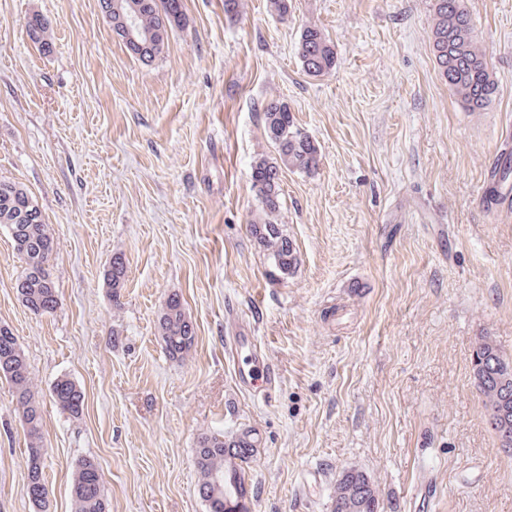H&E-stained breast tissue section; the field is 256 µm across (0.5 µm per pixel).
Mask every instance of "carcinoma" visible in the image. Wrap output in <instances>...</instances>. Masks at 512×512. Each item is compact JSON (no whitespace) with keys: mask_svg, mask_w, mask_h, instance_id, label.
Returning <instances> with one entry per match:
<instances>
[{"mask_svg":"<svg viewBox=\"0 0 512 512\" xmlns=\"http://www.w3.org/2000/svg\"><path fill=\"white\" fill-rule=\"evenodd\" d=\"M168 0H143L138 8L139 26L159 34L145 59L160 56L168 32L181 21L182 14L168 12ZM431 39L435 64L448 83L457 103L467 112H482L494 100L497 82L486 56L477 46L476 36L464 0H433ZM27 33L38 44L46 40L44 20L28 18ZM305 72L313 77L329 73L336 65L335 44L316 26L306 27L297 47ZM264 132L276 157L254 161L251 171L268 176V181L252 187L259 211L250 233L267 252L274 272L285 277L298 264L295 247L277 223L281 208V176L286 170L311 173L320 163V151L314 140L294 120L288 106L272 100L264 108ZM0 226L8 229L14 249L22 263L17 295L35 315L49 313L48 303L59 295L53 275L56 246L48 232L41 207L28 189L10 178L0 177ZM127 274L119 260L110 263L107 281L112 290L121 287ZM157 330L165 351L174 360H182L195 342V327L184 305L165 302L157 318ZM0 379L12 387L13 403L26 441L27 482L45 483L43 444L44 404L30 376L25 353L12 330L0 326ZM472 384L484 402L488 424L498 442L512 440V359L501 351L490 336L476 339L472 351ZM53 402L63 413L76 418L83 410L84 395L67 377L53 386ZM258 439L251 430L231 436L222 432H204L195 442L194 467L198 473L197 493L206 502L208 512H233L224 501V486L238 484L248 493L247 468L254 460ZM100 470L91 459L77 461L72 469L73 512H106L104 484L89 488L93 473ZM379 494L374 480L366 472L348 468L339 474L331 497V512H379Z\"/></svg>","mask_w":512,"mask_h":512,"instance_id":"carcinoma-1","label":"carcinoma"}]
</instances>
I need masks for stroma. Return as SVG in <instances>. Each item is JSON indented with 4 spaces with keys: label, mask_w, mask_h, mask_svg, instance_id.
Segmentation results:
<instances>
[{
    "label": "stroma",
    "mask_w": 512,
    "mask_h": 512,
    "mask_svg": "<svg viewBox=\"0 0 512 512\" xmlns=\"http://www.w3.org/2000/svg\"><path fill=\"white\" fill-rule=\"evenodd\" d=\"M183 20L146 62L114 36L100 0H0V176L37 199L56 243L60 303L32 314L0 228V324L40 392L50 512H72V466L98 462L107 512H207L198 434L260 442L252 512H330L339 473L379 489L380 512H512L471 379L476 337L512 357V214L482 199L512 151V0H465L497 96L464 111L434 62L432 0H182ZM40 15L47 43L26 20ZM336 46L327 75L297 54L305 27ZM319 146L316 172H285L278 217L298 255L274 276L249 232L253 161L274 159L269 100ZM127 276L106 279L112 258ZM179 294L195 344L166 354L155 323ZM254 329L277 373L259 398L224 354ZM69 377L82 415L51 387ZM25 436L0 379V512H34ZM59 389L58 392L55 390ZM52 398L56 407L63 413L76 418L83 410L84 395L81 389L67 377L59 378L52 388Z\"/></svg>",
    "instance_id": "35a3bbf8"
}]
</instances>
